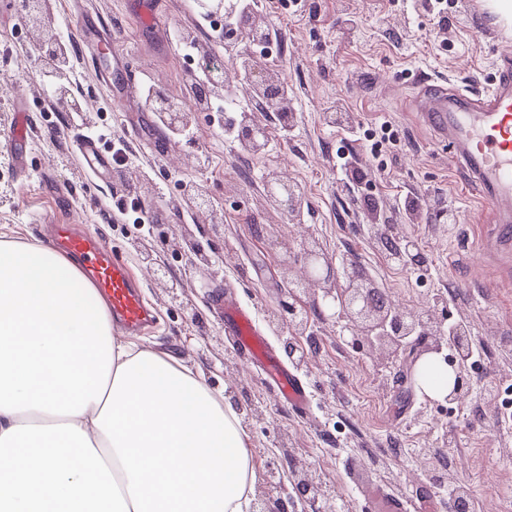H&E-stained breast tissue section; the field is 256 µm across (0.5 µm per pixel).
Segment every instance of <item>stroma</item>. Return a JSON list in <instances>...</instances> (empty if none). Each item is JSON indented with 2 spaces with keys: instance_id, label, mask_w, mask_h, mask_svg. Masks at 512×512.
I'll list each match as a JSON object with an SVG mask.
<instances>
[{
  "instance_id": "obj_1",
  "label": "stroma",
  "mask_w": 512,
  "mask_h": 512,
  "mask_svg": "<svg viewBox=\"0 0 512 512\" xmlns=\"http://www.w3.org/2000/svg\"><path fill=\"white\" fill-rule=\"evenodd\" d=\"M90 16L105 26H121V45L130 64L117 90L106 89L82 43L71 47L67 85L90 113L94 125L110 124L133 153L131 170L145 179L141 192L120 179L92 180L70 139L52 140L33 131L24 149L29 169L18 176L13 165L0 167V231L23 241H44V224H78L119 247L154 306L157 324L135 337L142 347L164 352L192 367L211 387L225 390L249 434L254 495H261L270 469L293 496L291 470L316 471L327 494L315 503L298 501L288 512H358L355 489L344 468L346 458L361 461L373 478L404 495H426L431 512H456L451 489L470 491L474 512H512V424L500 420V399L486 385L512 387V280L487 287L477 273L499 266V254L486 245L493 229L486 204L469 186L465 169L437 144L433 134L407 112L404 96L423 78L486 90L495 54L512 41V26L501 22L486 0H452L448 27L439 30L423 0H301L296 10L263 0L262 14L280 39L273 69L285 78L292 99L289 135L280 132L274 113L256 110L251 81L238 78L225 112L239 122L253 110L271 133L267 151L250 155L238 141L225 140L210 113L198 114L196 136L172 133L144 107L141 68L151 69L156 88L190 101L189 68L178 47L193 43L234 63L246 42L214 38L198 24L191 0H156V19L144 23L134 12L138 0H84ZM24 61L12 79H0V156H10L14 127L11 84L31 94L43 110L49 91L40 81V62L29 31L0 22V49ZM344 118L336 128L335 118ZM390 121L401 148L379 164L356 148L357 166L370 186L381 223L396 237L415 240L428 256V275L418 282L412 265L391 259L368 238L356 187L339 180L336 151L362 123ZM163 140L165 149L143 151L141 141ZM288 175L298 185L297 203L272 201L265 175ZM203 185L211 202L222 206L224 230L184 218L182 187ZM419 196L420 223H407L404 198ZM137 199L166 213L169 245L142 234L132 224L113 221L114 202ZM191 232L218 260L222 283H208V268L172 250V242ZM312 238L335 265L363 264L395 304L415 311L442 298L471 340L485 352L480 367L468 369L469 391L454 405L431 402L404 376L409 361L385 368L372 352L352 350L339 320L311 310L302 337L310 359L301 374L313 393L312 414L302 420L279 407L258 368L224 343V325L211 298L221 285L233 287L257 315L276 307L284 290L279 260L284 246L301 257ZM153 254L142 260L140 249ZM280 497V498H281Z\"/></svg>"
}]
</instances>
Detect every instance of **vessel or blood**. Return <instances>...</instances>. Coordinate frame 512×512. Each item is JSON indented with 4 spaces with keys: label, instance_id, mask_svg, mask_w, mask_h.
<instances>
[{
    "label": "vessel or blood",
    "instance_id": "1",
    "mask_svg": "<svg viewBox=\"0 0 512 512\" xmlns=\"http://www.w3.org/2000/svg\"><path fill=\"white\" fill-rule=\"evenodd\" d=\"M406 102L435 138L447 143L455 161L464 165L471 189L489 209L499 245L512 246V53L497 54L496 73L487 92L472 94L425 81ZM12 104L15 137L26 140L35 123L25 94L13 93ZM72 141L92 175L104 176L111 171V158L96 138L81 133ZM48 243L78 264L74 287L92 288L107 303L119 328L137 334L153 325L154 311L121 251L73 224L53 225ZM214 308L224 323L229 344L258 365L280 405L299 416L308 415L312 406L308 386L273 353L255 310L229 292L217 297ZM356 491L363 500L361 512H420L414 498L395 494L372 479L361 481Z\"/></svg>",
    "mask_w": 512,
    "mask_h": 512
}]
</instances>
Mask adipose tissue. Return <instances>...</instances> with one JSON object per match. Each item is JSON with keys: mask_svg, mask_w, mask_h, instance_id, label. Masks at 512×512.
I'll list each match as a JSON object with an SVG mask.
<instances>
[{"mask_svg": "<svg viewBox=\"0 0 512 512\" xmlns=\"http://www.w3.org/2000/svg\"><path fill=\"white\" fill-rule=\"evenodd\" d=\"M77 272L0 237V512H243L249 435L224 393L112 334Z\"/></svg>", "mask_w": 512, "mask_h": 512, "instance_id": "ef3b65f1", "label": "adipose tissue"}]
</instances>
